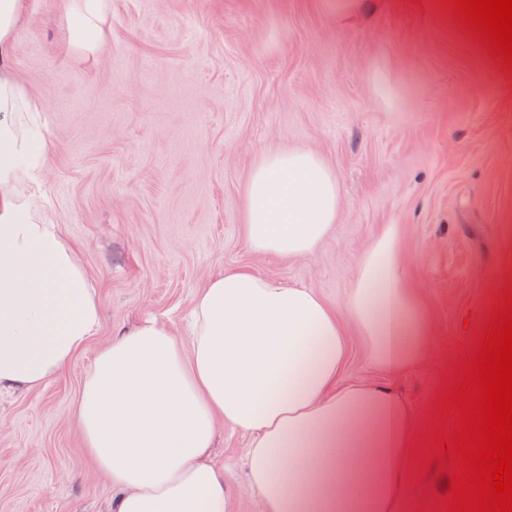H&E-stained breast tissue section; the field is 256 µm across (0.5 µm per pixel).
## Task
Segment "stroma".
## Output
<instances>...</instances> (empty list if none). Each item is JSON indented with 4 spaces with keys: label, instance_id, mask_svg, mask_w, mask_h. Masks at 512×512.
<instances>
[{
    "label": "stroma",
    "instance_id": "35a3bbf8",
    "mask_svg": "<svg viewBox=\"0 0 512 512\" xmlns=\"http://www.w3.org/2000/svg\"><path fill=\"white\" fill-rule=\"evenodd\" d=\"M361 3L101 0L104 39L88 51L65 0H28L13 71L44 108L43 202L97 291L101 327L45 387L0 392V512H112L75 410L116 335L149 319L184 334L207 281L241 268L341 309L359 250L388 224L433 336L417 364L387 375L345 323L340 380L388 386L415 424L430 418L512 276V76L434 0ZM294 146L334 169L337 223L314 257L253 253L250 171ZM248 443L229 426L216 435L232 512H263L243 487ZM447 487L407 457L395 512H426Z\"/></svg>",
    "mask_w": 512,
    "mask_h": 512
}]
</instances>
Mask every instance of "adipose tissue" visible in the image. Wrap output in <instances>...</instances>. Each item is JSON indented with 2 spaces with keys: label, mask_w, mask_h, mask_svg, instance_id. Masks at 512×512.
<instances>
[{
  "label": "adipose tissue",
  "mask_w": 512,
  "mask_h": 512,
  "mask_svg": "<svg viewBox=\"0 0 512 512\" xmlns=\"http://www.w3.org/2000/svg\"><path fill=\"white\" fill-rule=\"evenodd\" d=\"M27 18L28 0H0V391L24 392L60 373L100 323L87 272L41 203L42 106L12 69ZM340 204L315 151L262 153L245 192V241L264 255L313 257ZM347 320L383 373L423 357L430 326L396 225L361 252L342 311L313 288L242 269L199 291L188 338L147 320L100 349L77 419L113 512H229L210 454L221 423L249 438L245 486L264 512H395L412 415L388 387L340 383Z\"/></svg>",
  "instance_id": "adipose-tissue-1"
}]
</instances>
